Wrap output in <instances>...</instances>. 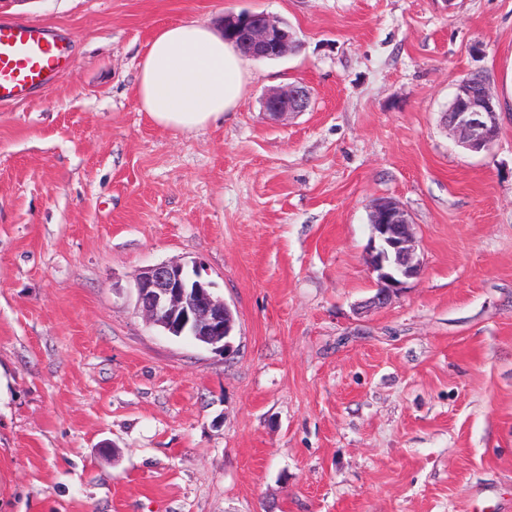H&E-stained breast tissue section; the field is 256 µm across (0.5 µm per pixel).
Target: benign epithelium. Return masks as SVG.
<instances>
[{"mask_svg":"<svg viewBox=\"0 0 512 512\" xmlns=\"http://www.w3.org/2000/svg\"><path fill=\"white\" fill-rule=\"evenodd\" d=\"M224 35L246 49L254 59L275 60L297 48L288 24L265 13L243 12L224 17ZM311 93L294 84L270 91L264 112L271 120L288 113L304 112ZM444 122L457 143L471 151L490 150L499 137L497 100L490 88L461 81L455 90V106L444 113ZM370 270L376 273V293L368 305L381 306L418 277L421 266L415 258L412 225L399 203L391 198L374 202L370 210ZM211 283L201 279L200 269L182 264L160 263L147 268L137 279V309L150 325L162 327L175 336H194L223 351L225 320L230 308L213 296Z\"/></svg>","mask_w":512,"mask_h":512,"instance_id":"obj_1","label":"benign epithelium"}]
</instances>
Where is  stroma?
Here are the masks:
<instances>
[{"instance_id":"stroma-1","label":"stroma","mask_w":512,"mask_h":512,"mask_svg":"<svg viewBox=\"0 0 512 512\" xmlns=\"http://www.w3.org/2000/svg\"><path fill=\"white\" fill-rule=\"evenodd\" d=\"M263 12L299 48L181 132L136 97L155 30ZM72 49L0 106V512H512V0H0ZM482 73L474 153L443 114ZM295 83L309 110L273 122ZM421 271L365 309L369 211ZM200 263L221 353L136 279ZM455 106L444 113V122L457 143L471 151L490 150L499 137L497 100L489 87L461 81L455 90ZM311 104V93L305 85H289L270 91L264 99V112L270 120H280L288 113L304 112Z\"/></svg>"}]
</instances>
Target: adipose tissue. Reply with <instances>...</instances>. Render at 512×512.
I'll return each mask as SVG.
<instances>
[{
  "label": "adipose tissue",
  "instance_id": "adipose-tissue-1",
  "mask_svg": "<svg viewBox=\"0 0 512 512\" xmlns=\"http://www.w3.org/2000/svg\"><path fill=\"white\" fill-rule=\"evenodd\" d=\"M245 64L244 55L206 24L162 26L140 64L138 103L161 127L205 128L238 106Z\"/></svg>",
  "mask_w": 512,
  "mask_h": 512
}]
</instances>
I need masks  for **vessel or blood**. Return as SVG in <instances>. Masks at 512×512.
Wrapping results in <instances>:
<instances>
[{
    "label": "vessel or blood",
    "instance_id": "1",
    "mask_svg": "<svg viewBox=\"0 0 512 512\" xmlns=\"http://www.w3.org/2000/svg\"><path fill=\"white\" fill-rule=\"evenodd\" d=\"M70 62L67 44L43 27L0 22V106L23 102L49 87Z\"/></svg>",
    "mask_w": 512,
    "mask_h": 512
}]
</instances>
